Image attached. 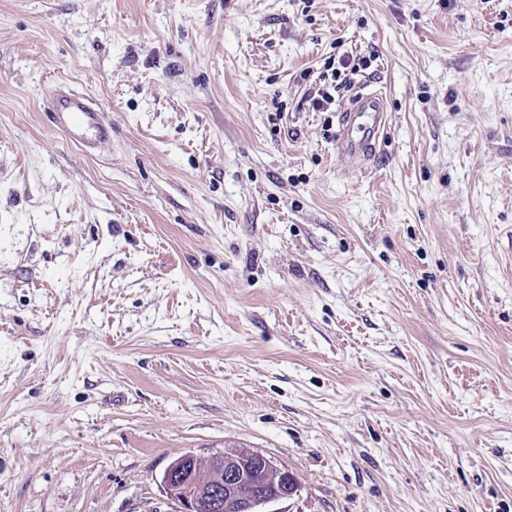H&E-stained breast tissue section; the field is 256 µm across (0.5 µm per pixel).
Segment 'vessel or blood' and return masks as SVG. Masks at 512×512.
Returning <instances> with one entry per match:
<instances>
[{
  "label": "vessel or blood",
  "instance_id": "vessel-or-blood-1",
  "mask_svg": "<svg viewBox=\"0 0 512 512\" xmlns=\"http://www.w3.org/2000/svg\"><path fill=\"white\" fill-rule=\"evenodd\" d=\"M51 117L74 143L84 147L103 145L112 133V123L105 112L77 91L57 94L51 102ZM387 124L385 96L377 91L358 93L351 107L338 115L337 154L368 163L377 151Z\"/></svg>",
  "mask_w": 512,
  "mask_h": 512
}]
</instances>
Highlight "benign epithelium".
Here are the masks:
<instances>
[{"label": "benign epithelium", "instance_id": "7a95c632", "mask_svg": "<svg viewBox=\"0 0 512 512\" xmlns=\"http://www.w3.org/2000/svg\"><path fill=\"white\" fill-rule=\"evenodd\" d=\"M195 459L196 455L184 453L163 475L178 512H266V506L298 490L292 474L252 449L211 455L212 468L204 478L196 474Z\"/></svg>", "mask_w": 512, "mask_h": 512}]
</instances>
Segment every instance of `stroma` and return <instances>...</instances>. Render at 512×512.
Wrapping results in <instances>:
<instances>
[{"label":"stroma","mask_w":512,"mask_h":512,"mask_svg":"<svg viewBox=\"0 0 512 512\" xmlns=\"http://www.w3.org/2000/svg\"><path fill=\"white\" fill-rule=\"evenodd\" d=\"M238 448L272 512H512V0H0V512H177ZM50 113L53 123L80 146H101L110 139L111 121L97 104L80 92L57 94L52 99ZM387 124L385 96L377 91L359 92L352 106L338 115L336 153L367 164L376 154ZM196 455L184 453L166 468L163 484L178 512H268L266 506L298 490L296 479L265 454L252 449L209 457L210 473L196 474ZM243 488L249 489L244 495Z\"/></svg>","instance_id":"35a3bbf8"}]
</instances>
